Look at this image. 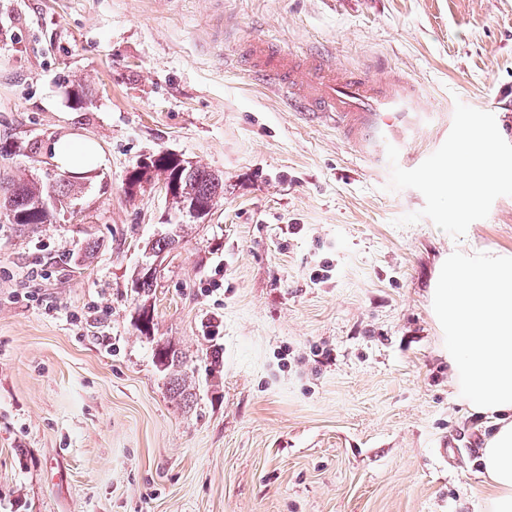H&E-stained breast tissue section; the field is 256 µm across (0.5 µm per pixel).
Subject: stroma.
<instances>
[{"label": "stroma", "mask_w": 512, "mask_h": 512, "mask_svg": "<svg viewBox=\"0 0 512 512\" xmlns=\"http://www.w3.org/2000/svg\"><path fill=\"white\" fill-rule=\"evenodd\" d=\"M257 38L495 117L506 189L448 223L428 176L467 128L373 170L241 65ZM505 86L512 0H0V177L53 190L60 136L100 150L39 231L0 209V512H486L495 425L453 397L429 288L449 247L512 251ZM160 151L222 175L207 217L128 193ZM172 224L141 301L142 245ZM155 359L156 365L163 371H172L170 391H172L174 397L187 402L188 398L192 396L190 392L191 383L188 384L187 373L185 369H182L186 366L182 353L178 352L170 343L159 344L155 352Z\"/></svg>", "instance_id": "obj_1"}]
</instances>
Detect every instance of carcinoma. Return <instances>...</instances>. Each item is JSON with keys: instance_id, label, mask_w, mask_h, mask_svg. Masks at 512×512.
<instances>
[{"instance_id": "1", "label": "carcinoma", "mask_w": 512, "mask_h": 512, "mask_svg": "<svg viewBox=\"0 0 512 512\" xmlns=\"http://www.w3.org/2000/svg\"><path fill=\"white\" fill-rule=\"evenodd\" d=\"M161 180H174L178 183L179 192L171 198L172 208L180 210L182 204L195 200L212 208L224 195L222 179L197 164L185 167L169 160L160 159L149 165L139 166L134 173L135 184L142 187ZM50 198L49 193L37 182L30 179L0 180V207L11 217V223L28 232L38 231L42 225L49 224L54 218V211L42 206V201ZM180 235L172 231L165 236L153 238L145 243L144 253L157 257L173 250L179 243ZM156 287V278H147L142 269L138 268L131 277V290L139 296H147ZM156 365L164 371L171 372L170 391L184 401L192 393L188 384V376L184 370L185 362L179 352L169 343L157 345L155 352Z\"/></svg>"}]
</instances>
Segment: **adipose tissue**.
Returning a JSON list of instances; mask_svg holds the SVG:
<instances>
[{
    "label": "adipose tissue",
    "instance_id": "ef3b65f1",
    "mask_svg": "<svg viewBox=\"0 0 512 512\" xmlns=\"http://www.w3.org/2000/svg\"><path fill=\"white\" fill-rule=\"evenodd\" d=\"M61 169L80 175L99 158L91 140L62 136L54 146ZM502 165L480 141L432 175L440 202L457 221L496 184ZM434 319L453 367L452 388L471 410L497 428L482 448L489 512H512V251L473 245L441 258L430 288Z\"/></svg>",
    "mask_w": 512,
    "mask_h": 512
}]
</instances>
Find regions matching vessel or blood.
Here are the masks:
<instances>
[{
  "label": "vessel or blood",
  "mask_w": 512,
  "mask_h": 512,
  "mask_svg": "<svg viewBox=\"0 0 512 512\" xmlns=\"http://www.w3.org/2000/svg\"><path fill=\"white\" fill-rule=\"evenodd\" d=\"M245 55L252 69L275 81L287 98L332 122L361 158L378 167L420 164L412 146L439 123L440 115L420 103L414 82L321 58L303 62L265 40L250 42Z\"/></svg>",
  "instance_id": "obj_1"
}]
</instances>
